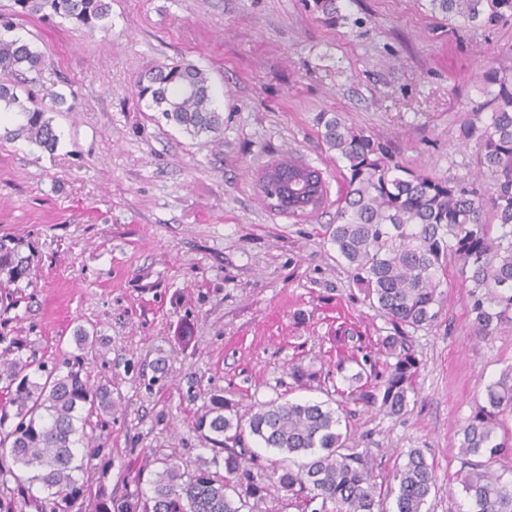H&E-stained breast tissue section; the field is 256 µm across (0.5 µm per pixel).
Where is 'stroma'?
<instances>
[{"label": "stroma", "mask_w": 512, "mask_h": 512, "mask_svg": "<svg viewBox=\"0 0 512 512\" xmlns=\"http://www.w3.org/2000/svg\"><path fill=\"white\" fill-rule=\"evenodd\" d=\"M307 0H110L106 28L19 19L41 52L18 95L50 86L53 152L0 140V239L19 243L27 275L0 304V333L34 366L81 362L115 407L86 427L92 492L149 490L152 449L194 464L210 442L196 426L213 395L239 414L272 399L334 401L349 384L339 354L377 350L391 327L328 241L345 163L324 144L322 113L385 144L418 174L476 180L466 113L488 99L486 72L512 74V22L470 26L430 0H343L322 23ZM189 62L224 118L218 141L194 139L138 99L145 71ZM292 155L321 171L316 213L274 210L258 177ZM441 316L412 332L419 372L403 416L353 406L350 427L392 507L394 475L420 449L436 475L427 512H470L461 429L477 395L512 369V324L473 338L469 299L449 271ZM97 334L80 354L77 327ZM319 371L300 384L291 367Z\"/></svg>", "instance_id": "obj_1"}]
</instances>
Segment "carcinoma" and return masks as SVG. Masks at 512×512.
<instances>
[{
	"mask_svg": "<svg viewBox=\"0 0 512 512\" xmlns=\"http://www.w3.org/2000/svg\"><path fill=\"white\" fill-rule=\"evenodd\" d=\"M0 13V112L13 116L0 139L23 138L47 152L59 142L46 99L64 102L47 89L41 97L18 96V77L36 70L42 55L12 36L15 19L28 15L64 19L78 28H105L108 0H12ZM325 20L339 17V0H313ZM433 10L472 25L512 20V0H431ZM491 108L488 119L474 112L461 129L476 144V166L492 181L484 197L474 186L451 183L406 170L374 142L333 113L324 117L323 142L346 163V192L338 201L337 223L328 225L330 243L363 288L372 307L392 326L382 341L383 355L393 359L377 370L378 360L339 355L337 368H356L345 379L355 384L353 401L401 416L408 404L419 361L409 346V330L433 323L441 312L440 287L447 268L459 267L468 283L471 324L489 338L512 323V76L487 77ZM137 95L193 138L221 133L223 116L211 107L209 80L191 64H171L149 71L136 83ZM29 267V257L0 243V284L15 282ZM20 348L11 341L0 353V384L11 392L0 407V512H71L87 491L84 473L91 460L107 454L91 448L84 426L93 416L112 413V388L94 385L82 367L31 370L32 362L10 357ZM345 405L317 401H269L242 418L233 402L211 398L199 429L217 444L212 457L200 456L187 467L172 455L150 481L149 502L140 493L98 495L94 512H243L264 498L272 483L302 502L303 512H386L377 494L374 466L366 451L348 445L350 428H342ZM283 455L279 469L265 473L263 457L244 441ZM84 451H79V448ZM459 454L466 470L462 490L472 512H512V480L505 482L495 465L512 454V372L485 387L462 427ZM11 461V466L4 465ZM15 486H8V478ZM393 512H426L424 505L436 476L420 450L409 452L397 471ZM233 494H228V491Z\"/></svg>",
	"mask_w": 512,
	"mask_h": 512,
	"instance_id": "cac0c4a2",
	"label": "carcinoma"
}]
</instances>
